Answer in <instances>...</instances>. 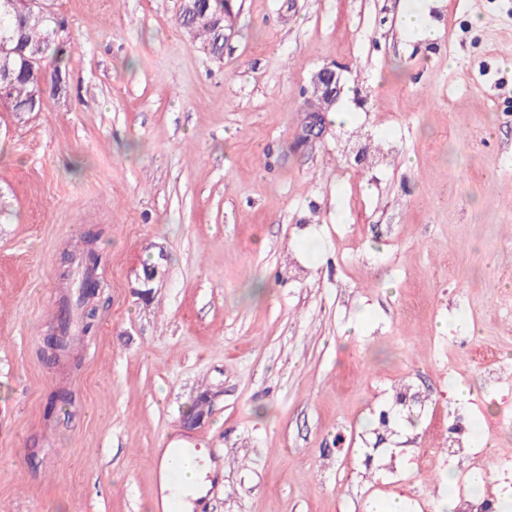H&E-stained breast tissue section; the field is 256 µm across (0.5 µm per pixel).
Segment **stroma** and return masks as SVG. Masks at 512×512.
<instances>
[{
  "label": "stroma",
  "instance_id": "1",
  "mask_svg": "<svg viewBox=\"0 0 512 512\" xmlns=\"http://www.w3.org/2000/svg\"><path fill=\"white\" fill-rule=\"evenodd\" d=\"M46 3L62 89L0 107V512H150L177 442L224 470L194 512L511 488L512 0H234L218 58L180 0ZM92 230L96 327L55 358ZM313 86L316 93L321 92V98L327 101L335 100L340 92L336 71L330 67H323L315 73Z\"/></svg>",
  "mask_w": 512,
  "mask_h": 512
}]
</instances>
